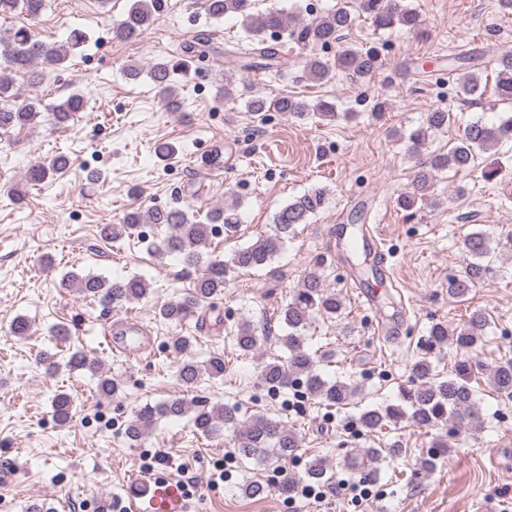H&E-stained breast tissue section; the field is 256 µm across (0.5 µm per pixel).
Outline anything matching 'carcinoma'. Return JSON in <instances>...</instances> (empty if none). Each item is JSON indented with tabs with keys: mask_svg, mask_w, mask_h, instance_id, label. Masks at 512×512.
Listing matches in <instances>:
<instances>
[{
	"mask_svg": "<svg viewBox=\"0 0 512 512\" xmlns=\"http://www.w3.org/2000/svg\"><path fill=\"white\" fill-rule=\"evenodd\" d=\"M48 0H0V14L19 12L35 20L47 9ZM160 0H133L125 17L117 24L115 36L124 41L139 38L155 20ZM360 13L367 15L376 28L386 30L400 26L411 32H420L422 23L418 13L404 4V0H359ZM208 17L219 19L232 13L242 17L245 37L233 45L232 53L247 60L246 67L257 71H280L277 46L271 34L290 30L291 38L301 44L328 45L339 40L340 32L351 27L356 16L344 7L330 9L313 21L302 26L289 28L288 15L277 8L258 10L254 0H204ZM85 35L74 30L68 36L67 44L54 45L41 40L33 28L21 24L0 34V130L8 131L33 123L38 114L39 101L36 98L20 100L9 95L14 83V72L26 71L31 85L42 84L44 70L41 64L60 67L68 57L69 48L80 47ZM183 57L161 59L148 66L147 74L165 99V106L171 112L179 110L176 84L177 76L190 74L192 58L204 55L205 51L186 44L181 47ZM379 60V53L372 49L362 52L346 48L336 55L334 64L313 57L305 62L303 73L309 80L324 82L342 71L352 77H362L373 71ZM464 64L457 77V89L464 96H472L481 90L479 56L465 53L458 57ZM496 92L501 99L512 101V54L498 59ZM84 100L73 93L52 106L58 123L63 124L77 112L82 111ZM251 112L275 110L291 117L305 119L314 114L322 118L335 117L336 107L327 101L309 106L296 97L284 96L274 101L261 98L248 101ZM450 122V113L437 109L430 112L426 124L409 134L411 147L416 149L429 137V132L444 128ZM512 139V116L499 124L488 125L480 121L468 124L458 142L448 149V154L437 155L415 173V190L403 194L398 203L406 211L425 201V191L434 178V173L445 167L458 170L469 168L476 151H489ZM66 158L56 157L51 163H35L27 170L30 183H43L64 169ZM326 202V191L311 189L295 197L273 216V229L257 236L250 244L239 248L227 260H213L208 263L207 272L193 283L191 292L175 297L160 306L158 316L170 323L186 325L200 317L204 303L224 294L229 277L247 270L268 267L281 251L289 235L295 233L300 224H307L317 215ZM165 224L169 234L159 243L150 245L158 255L177 254L188 264L200 262L201 250L208 246L213 225L232 227L236 224L229 210L219 206L206 214V222H200L176 205L155 207L145 214H127L120 224H105L100 228L104 240H116L128 234L139 223ZM467 261L462 270L448 278V297L463 299L469 295L476 283L490 270L491 258L497 257L491 240L484 233H472L466 240ZM79 292L85 298L99 302L105 307L122 306L139 302L148 297L150 284L138 275L114 278L87 275L79 281ZM340 298L327 290L315 271L307 273L301 285L293 289L288 303L281 309V320L285 334L281 336L288 350L285 359L274 358L259 366V379L266 389L273 392L286 390L296 384L304 387L307 394L327 406L345 408L354 404L362 394V387L350 379L329 380L322 376L317 367L315 354L308 345L306 332L315 316L332 318L339 315ZM486 317L480 312L470 314L468 320L454 335L448 334V326L441 322L433 324L428 336L421 340L413 364L412 386L400 390V403L367 405L358 413V422L374 432L397 425L408 419L421 427H451L456 430L463 425L477 427L480 423L476 407L475 390L471 382L478 377L474 365L467 360L457 361L454 371L443 375L436 371L432 361L436 352L451 343L457 352L465 354L473 350L482 340ZM196 337L180 334L172 338L168 351L176 359V377L189 389L201 382L224 379L226 362L224 356L215 354L203 362L190 358ZM234 345L247 356L260 349L263 337L249 319L237 324L233 335ZM72 369H86L97 377V389L107 396H116L122 384L102 371L99 361L83 351L72 353L67 362ZM488 384L500 396L512 398V359L485 369ZM73 400L66 393H57L52 399V408L58 421L65 423L71 417ZM191 416L194 432L206 438H219L224 431L232 432L233 445L243 460L263 464L269 460L294 456L300 442L294 429L279 419L265 414H253L247 419L240 416L236 404L210 405L205 400L187 401L183 398L146 403L137 408L128 421L126 433L129 438L139 441L159 420H179ZM402 448L394 443L388 448H366L351 454L354 469L367 480L378 479L383 471L386 458L395 456ZM450 452L447 440L439 439L426 455L417 459L418 470L431 472L436 460ZM330 469L326 460H313L307 468L309 479L321 482Z\"/></svg>",
	"mask_w": 512,
	"mask_h": 512,
	"instance_id": "carcinoma-1",
	"label": "carcinoma"
}]
</instances>
